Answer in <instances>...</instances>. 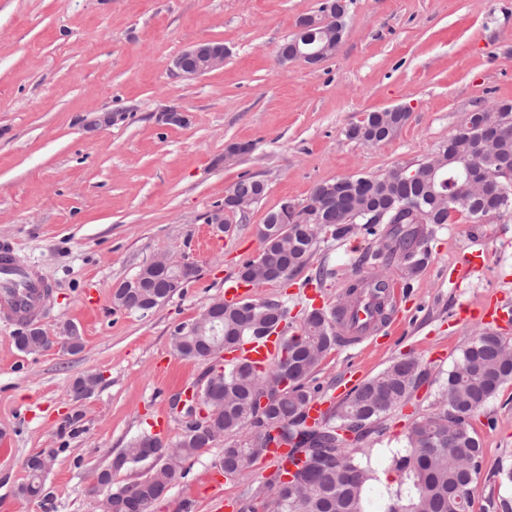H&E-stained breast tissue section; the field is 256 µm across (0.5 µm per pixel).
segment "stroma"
I'll return each instance as SVG.
<instances>
[{
  "instance_id": "35a3bbf8",
  "label": "stroma",
  "mask_w": 512,
  "mask_h": 512,
  "mask_svg": "<svg viewBox=\"0 0 512 512\" xmlns=\"http://www.w3.org/2000/svg\"><path fill=\"white\" fill-rule=\"evenodd\" d=\"M322 0H0V239L48 283L39 328L75 325L83 349L36 354L14 344L17 324L0 319V512H99L89 489L133 437L182 434L169 408L211 363L178 356L171 333L192 321L257 256L259 228L283 199L306 201L316 185L416 167L458 133L466 115L512 102V0H347L342 41L324 61L281 62V45ZM225 45L222 69L182 75L174 61L201 42ZM400 107L407 119L377 144L351 138L369 113ZM175 110L180 122L160 114ZM253 153L225 158L228 143ZM265 193L229 234L207 222L241 177ZM378 239L364 228L323 235L307 267L251 288L284 301L301 319L318 269L331 275L319 299L336 306L359 260ZM428 263L386 276L397 305L384 337L328 351L314 374L317 395L339 406L344 376L368 379L395 359L424 372L387 434L369 445L378 479L368 512H384L395 475L388 466L412 422L435 403L462 348L482 329L455 319L459 306H512V212L484 221L455 216L427 242ZM484 263L465 279L464 254ZM159 253L186 257L196 275L148 314L113 302V290ZM100 376L74 400L71 385ZM483 448L473 512H512V382L471 420ZM57 451L40 498L18 493L26 460ZM216 443L186 465L151 512H260L271 466L224 477Z\"/></svg>"
}]
</instances>
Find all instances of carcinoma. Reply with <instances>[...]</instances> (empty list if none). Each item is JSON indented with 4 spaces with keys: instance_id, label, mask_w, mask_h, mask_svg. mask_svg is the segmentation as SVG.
<instances>
[{
    "instance_id": "cac0c4a2",
    "label": "carcinoma",
    "mask_w": 512,
    "mask_h": 512,
    "mask_svg": "<svg viewBox=\"0 0 512 512\" xmlns=\"http://www.w3.org/2000/svg\"><path fill=\"white\" fill-rule=\"evenodd\" d=\"M495 112L470 116L471 127L448 138V145L415 167L412 179H404L393 169L380 177H353L351 192L337 201L318 199L322 224L317 234L306 235L303 224L288 225V234L262 238L258 260L249 259L240 268L239 279L258 285L286 279L305 268L321 240L330 233L336 239L350 235L357 224H381L377 248L363 256L369 274L348 285L346 302L336 309L309 308L297 327V334L283 338L278 358L258 370L248 363L212 366L200 385L196 403L206 408L208 425L200 428L191 419L182 420L183 433L175 443L144 432L131 439L112 462L96 472L110 497L112 512H143V505L156 501L183 470L173 471L169 461L184 464L202 450L224 441L219 465L226 474L248 472L258 454L257 448L289 442L302 448L326 449V461L293 457L295 472L289 479L271 483V499L264 503L269 512H365V499L375 472L361 460L366 449L356 445L336 447V430L369 427L368 434L381 438L390 413L407 401L423 375L419 362L400 358L379 374L361 382L325 422L310 427L307 410L316 389L309 385L323 355L341 341L338 326L348 309L372 296L373 314L382 317L388 306L383 293V271L393 261L409 275L418 273L429 258L425 225L447 224L452 213L476 219L488 201L476 196L474 187L460 176L472 162L485 169L506 166L512 170V128L499 134L489 147H482L485 126ZM406 120V113L371 112L362 124L353 127L362 135L378 140L391 138ZM240 202L257 203L265 187L251 177H243L228 189ZM196 269L189 266L182 276L156 264L144 265L113 292L117 306L143 314L163 305ZM290 309L284 301H258L211 307V320L193 330L172 331V346L177 355L190 359H209L242 342L259 340L272 327L288 322ZM20 351L33 353L50 348L55 340L41 328L28 324L14 337ZM61 346L71 354L81 352L83 344L76 330L65 327ZM287 377L288 388L267 397L262 381ZM96 373L75 379L72 397L84 400L95 392ZM512 381V342L499 333L484 329L461 351L448 371L440 398L431 410L417 418L407 435L404 454L391 459L397 488L389 492L386 512H472L476 488L469 483V468L483 458L471 419L494 398L500 387ZM55 461L53 450H44L26 461L27 481L19 492L38 497L43 478ZM150 462L149 472L139 481L113 487L112 475L129 464Z\"/></svg>"
}]
</instances>
